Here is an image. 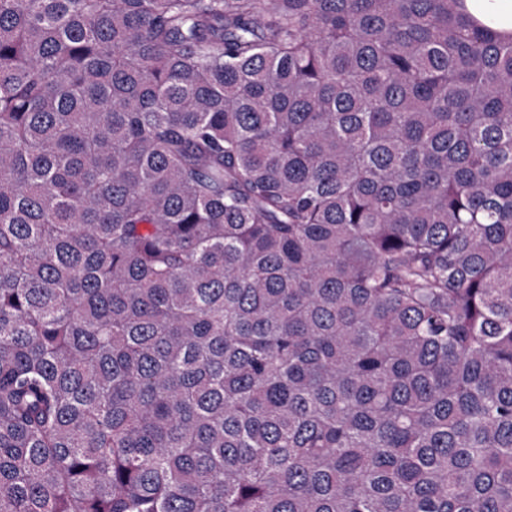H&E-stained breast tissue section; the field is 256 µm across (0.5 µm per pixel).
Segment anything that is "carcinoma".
Listing matches in <instances>:
<instances>
[{
	"instance_id": "cac0c4a2",
	"label": "carcinoma",
	"mask_w": 512,
	"mask_h": 512,
	"mask_svg": "<svg viewBox=\"0 0 512 512\" xmlns=\"http://www.w3.org/2000/svg\"><path fill=\"white\" fill-rule=\"evenodd\" d=\"M0 512H512V36L0 0Z\"/></svg>"
}]
</instances>
